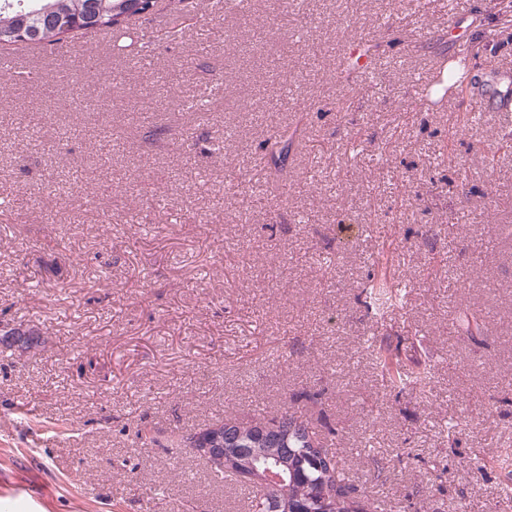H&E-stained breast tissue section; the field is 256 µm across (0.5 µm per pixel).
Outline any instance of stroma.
<instances>
[{"mask_svg":"<svg viewBox=\"0 0 512 512\" xmlns=\"http://www.w3.org/2000/svg\"><path fill=\"white\" fill-rule=\"evenodd\" d=\"M168 2L118 46H0V331L42 337L0 345V482L30 487L0 512H249L137 431L286 412L379 512H512V83L486 64L512 62V0H193L174 38ZM452 11L469 90L417 100ZM382 20L376 79L340 73ZM286 127L282 181L263 143ZM383 272L409 287L380 324L359 296ZM376 339L426 387H386Z\"/></svg>","mask_w":512,"mask_h":512,"instance_id":"obj_1","label":"stroma"}]
</instances>
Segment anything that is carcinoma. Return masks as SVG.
Here are the masks:
<instances>
[{
	"label": "carcinoma",
	"instance_id": "cac0c4a2",
	"mask_svg": "<svg viewBox=\"0 0 512 512\" xmlns=\"http://www.w3.org/2000/svg\"><path fill=\"white\" fill-rule=\"evenodd\" d=\"M140 11L138 0H0V42L24 30L40 34V41L57 43L78 25L84 31L119 28ZM365 306L384 314L396 305L385 280L371 279L363 290ZM381 375L391 389L426 385L428 369L402 371L386 343L377 347ZM220 447L224 466L215 472L248 485L254 512H365L343 478L336 449L292 414L266 423L244 425L222 420Z\"/></svg>",
	"mask_w": 512,
	"mask_h": 512
}]
</instances>
